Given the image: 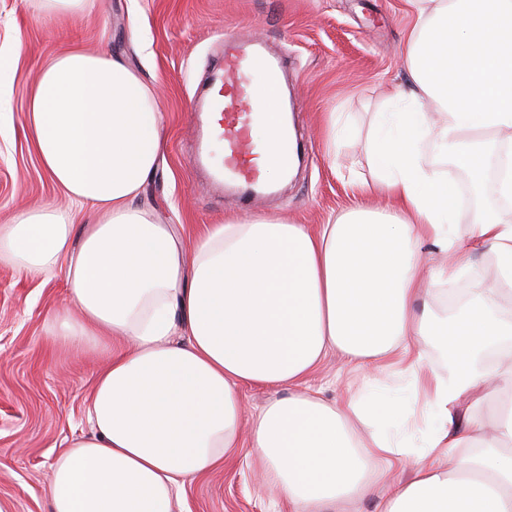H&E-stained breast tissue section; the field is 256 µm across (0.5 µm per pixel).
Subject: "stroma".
<instances>
[{"label": "stroma", "instance_id": "stroma-1", "mask_svg": "<svg viewBox=\"0 0 512 512\" xmlns=\"http://www.w3.org/2000/svg\"><path fill=\"white\" fill-rule=\"evenodd\" d=\"M413 18L406 0H95L91 10L49 14L38 0H0V55L18 56L0 111V225L50 203L64 204L27 130L39 71L73 49L120 56L155 91L166 116L165 156L140 205L176 225L186 240L224 221L277 218L321 224L353 207L351 175L370 177L366 141L385 94L404 85L403 41ZM261 37L288 62L305 160L279 194L251 210L214 187L189 161L201 129L191 114L198 90L224 56L225 33ZM350 136L336 155L324 146V113ZM68 303L61 270L26 273L0 264V512H49L47 473L79 436L104 360L56 346L49 326ZM408 361L384 364L367 384L363 370L328 355L313 378L327 401L399 399L393 440L423 447L427 397L412 393ZM175 512H272L257 472L236 454L222 469L188 481Z\"/></svg>", "mask_w": 512, "mask_h": 512}]
</instances>
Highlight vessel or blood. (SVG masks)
Wrapping results in <instances>:
<instances>
[{
  "instance_id": "b4317fda",
  "label": "vessel or blood",
  "mask_w": 512,
  "mask_h": 512,
  "mask_svg": "<svg viewBox=\"0 0 512 512\" xmlns=\"http://www.w3.org/2000/svg\"><path fill=\"white\" fill-rule=\"evenodd\" d=\"M261 74L266 87L279 89L285 75L282 59L270 54L263 41L226 36L224 62L214 79L218 86L208 103H195L209 139L220 141L223 164L215 168L214 182L229 188L242 205L258 198L263 184L261 173L253 162L255 145L251 125L259 109L253 74Z\"/></svg>"
}]
</instances>
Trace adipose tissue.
Listing matches in <instances>:
<instances>
[{
    "mask_svg": "<svg viewBox=\"0 0 512 512\" xmlns=\"http://www.w3.org/2000/svg\"><path fill=\"white\" fill-rule=\"evenodd\" d=\"M406 2L407 82L368 140L372 180L354 181L385 204L314 227L236 220L185 245L137 203L166 144L152 89L102 52L71 51L42 68L28 129L44 171L89 220L75 227L58 208L20 217L0 227V261L62 268L75 311L57 317L53 340L105 354L87 408L92 432L49 469L51 512H172L188 479L241 447L288 512H340L379 484L378 512H512V397L500 396L512 386V317L495 301L512 294V153L490 184L483 150L489 136L512 141V0ZM258 96L255 161L276 181L285 158L266 145L285 115L267 89ZM431 139L464 160L477 193L493 188L507 207L477 211L460 232L454 183L421 161ZM425 239L448 255L427 278L417 262ZM479 253L491 256L493 281L476 272ZM464 278L465 302L439 323L429 297ZM431 335L448 373L412 383L439 421L423 448L381 434L395 402L342 411L310 385L329 352L376 366ZM243 384L288 393L249 411ZM494 393L487 425L476 410ZM357 420L366 433L354 432ZM395 456L409 459L408 482L390 480Z\"/></svg>",
    "mask_w": 512,
    "mask_h": 512,
    "instance_id": "obj_1",
    "label": "adipose tissue"
}]
</instances>
